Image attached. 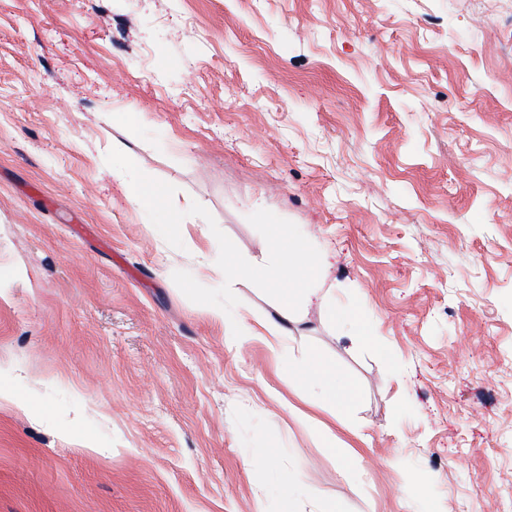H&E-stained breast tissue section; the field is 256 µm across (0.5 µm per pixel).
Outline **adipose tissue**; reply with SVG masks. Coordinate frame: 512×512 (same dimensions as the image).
Instances as JSON below:
<instances>
[{"label": "adipose tissue", "mask_w": 512, "mask_h": 512, "mask_svg": "<svg viewBox=\"0 0 512 512\" xmlns=\"http://www.w3.org/2000/svg\"><path fill=\"white\" fill-rule=\"evenodd\" d=\"M112 177L126 190L128 201L137 209L163 208L171 213V226H179L178 206L172 205L167 190L148 173L116 166ZM272 243L270 251L261 263L242 265L237 261V249L225 244L224 259L218 264H203L204 272L232 280L247 277L279 288L280 307L276 319L264 322L262 328H255L246 318L226 319L224 310L212 308L211 314L223 323L226 333L234 336L237 343L244 344L266 332L271 338L270 347L279 357H287L285 338L298 312L310 305L312 300L324 294L326 268L316 251L315 242L303 225L283 228L278 224L267 227ZM290 368L297 379L311 390L315 404L319 407H335L345 410L353 395L352 387H339L335 371L322 363L316 355L310 354L301 362L291 363Z\"/></svg>", "instance_id": "obj_1"}]
</instances>
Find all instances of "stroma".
<instances>
[{
  "label": "stroma",
  "instance_id": "obj_1",
  "mask_svg": "<svg viewBox=\"0 0 512 512\" xmlns=\"http://www.w3.org/2000/svg\"><path fill=\"white\" fill-rule=\"evenodd\" d=\"M269 224L363 318L359 350L317 307L288 338L346 415L210 313L275 317L197 272L262 261ZM3 389L0 512H512V0H0ZM112 178L118 181L126 190L128 201L138 210L167 209L170 211L169 223L173 231L180 227L178 212L179 205H171L167 190L155 181L148 173L114 166L112 162Z\"/></svg>",
  "mask_w": 512,
  "mask_h": 512
}]
</instances>
